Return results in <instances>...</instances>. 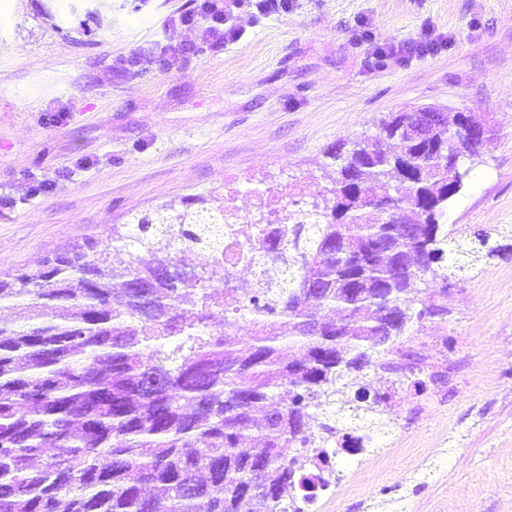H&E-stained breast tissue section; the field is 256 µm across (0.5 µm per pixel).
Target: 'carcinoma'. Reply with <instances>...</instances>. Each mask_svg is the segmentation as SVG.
<instances>
[{"mask_svg":"<svg viewBox=\"0 0 512 512\" xmlns=\"http://www.w3.org/2000/svg\"><path fill=\"white\" fill-rule=\"evenodd\" d=\"M434 116L328 148L313 223L244 255L267 275L254 288L215 283L224 207L201 198L0 277V512H303L313 413L349 387L385 413L364 370H420L398 340L448 317L450 256L512 254L496 229L466 249L441 223L481 152L471 113Z\"/></svg>","mask_w":512,"mask_h":512,"instance_id":"1","label":"carcinoma"}]
</instances>
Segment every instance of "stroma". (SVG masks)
<instances>
[{"label":"stroma","instance_id":"1","mask_svg":"<svg viewBox=\"0 0 512 512\" xmlns=\"http://www.w3.org/2000/svg\"><path fill=\"white\" fill-rule=\"evenodd\" d=\"M71 2L0 14V275L170 200L220 205L229 174L319 190L329 146L430 105L495 129L446 223L512 228V0H291L218 53L176 25L191 0ZM409 41L437 49L371 64ZM402 349L430 382L398 389L319 512H512V258L449 280L447 319L412 323Z\"/></svg>","mask_w":512,"mask_h":512}]
</instances>
